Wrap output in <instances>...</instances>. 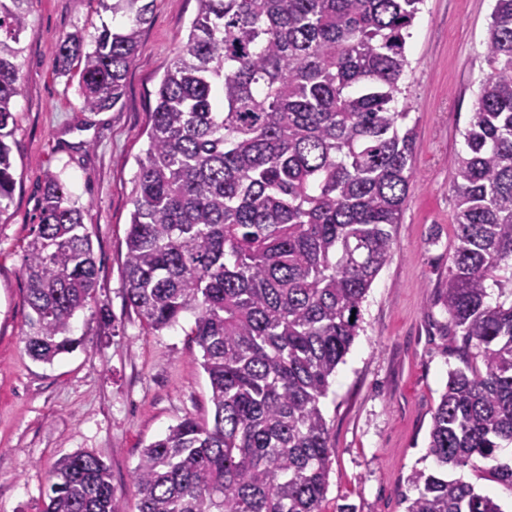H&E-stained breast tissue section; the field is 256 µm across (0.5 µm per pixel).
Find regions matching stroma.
<instances>
[{
  "mask_svg": "<svg viewBox=\"0 0 512 512\" xmlns=\"http://www.w3.org/2000/svg\"><path fill=\"white\" fill-rule=\"evenodd\" d=\"M494 0H425L402 83L413 109L415 178L395 255L362 308V329L322 401L335 448L321 512H404L414 470H432V414L461 342L443 306L456 240L452 181L480 80ZM198 0H156L123 96L112 109L79 108L78 74L60 75L55 45L92 39L111 14L98 0H32L22 41V94L12 145L16 187L0 214V512H41L61 457L89 452L110 467L124 512H137L132 474L142 448L185 417L213 419L208 378L189 335L192 316L152 332L126 303L124 239L137 161L156 90L198 12ZM86 211L98 269L94 301L72 323L81 346L53 364L21 341L30 309L24 248L39 222L47 174Z\"/></svg>",
  "mask_w": 512,
  "mask_h": 512,
  "instance_id": "1",
  "label": "stroma"
}]
</instances>
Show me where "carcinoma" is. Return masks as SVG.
I'll return each mask as SVG.
<instances>
[{"label":"carcinoma","mask_w":512,"mask_h":512,"mask_svg":"<svg viewBox=\"0 0 512 512\" xmlns=\"http://www.w3.org/2000/svg\"><path fill=\"white\" fill-rule=\"evenodd\" d=\"M154 2L99 0L124 26L55 46L61 74L79 65L82 110L117 104ZM198 2L149 114L124 274L147 328L194 317L213 422L186 417L141 450L138 512H321L335 454L321 400L393 257L414 177L401 80L425 0ZM29 4L0 0V213L16 185ZM484 61L453 176L458 245L444 294L475 363L448 373L429 432L439 470L411 472L405 512H503L445 474L457 467L512 490L497 456L512 445V0H495ZM84 219L48 174L23 264V340L45 364L81 345L71 320L97 284ZM120 499L106 462L77 452L52 471L43 512H121Z\"/></svg>","instance_id":"cac0c4a2"}]
</instances>
